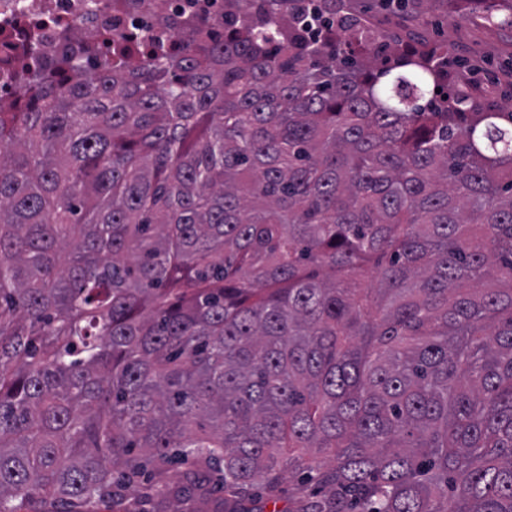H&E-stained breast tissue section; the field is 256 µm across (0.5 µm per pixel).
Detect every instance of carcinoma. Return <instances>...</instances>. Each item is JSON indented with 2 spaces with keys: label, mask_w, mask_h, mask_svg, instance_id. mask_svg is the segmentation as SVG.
<instances>
[{
  "label": "carcinoma",
  "mask_w": 512,
  "mask_h": 512,
  "mask_svg": "<svg viewBox=\"0 0 512 512\" xmlns=\"http://www.w3.org/2000/svg\"><path fill=\"white\" fill-rule=\"evenodd\" d=\"M230 2L0 108V512H185L215 473L253 512L304 469L288 512H512V112L431 107L448 47L351 0Z\"/></svg>",
  "instance_id": "carcinoma-1"
}]
</instances>
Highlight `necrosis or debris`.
I'll return each instance as SVG.
<instances>
[{"label": "necrosis or debris", "mask_w": 512, "mask_h": 512, "mask_svg": "<svg viewBox=\"0 0 512 512\" xmlns=\"http://www.w3.org/2000/svg\"><path fill=\"white\" fill-rule=\"evenodd\" d=\"M188 18L221 36L224 0H110L102 9L90 0H0V42L14 43L12 68L18 72L29 62L21 43L36 38L40 64L50 73L66 51L97 66L111 54L110 41L118 36L133 51L153 41L172 43L179 23Z\"/></svg>", "instance_id": "necrosis-or-debris-1"}]
</instances>
